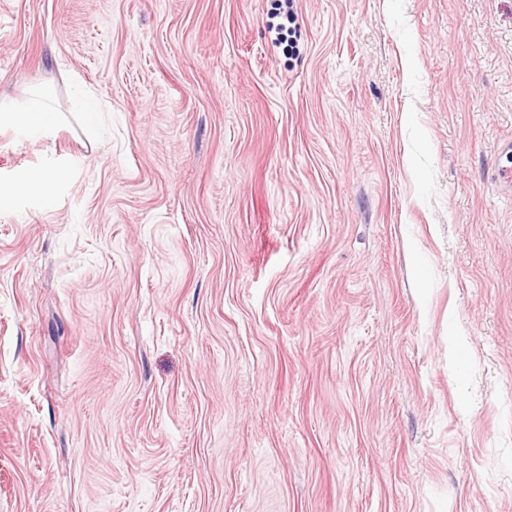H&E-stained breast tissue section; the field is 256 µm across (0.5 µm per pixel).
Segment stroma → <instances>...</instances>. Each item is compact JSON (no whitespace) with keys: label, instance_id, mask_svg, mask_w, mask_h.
Masks as SVG:
<instances>
[{"label":"stroma","instance_id":"stroma-1","mask_svg":"<svg viewBox=\"0 0 512 512\" xmlns=\"http://www.w3.org/2000/svg\"><path fill=\"white\" fill-rule=\"evenodd\" d=\"M277 4L0 0V512H512V0Z\"/></svg>","mask_w":512,"mask_h":512}]
</instances>
